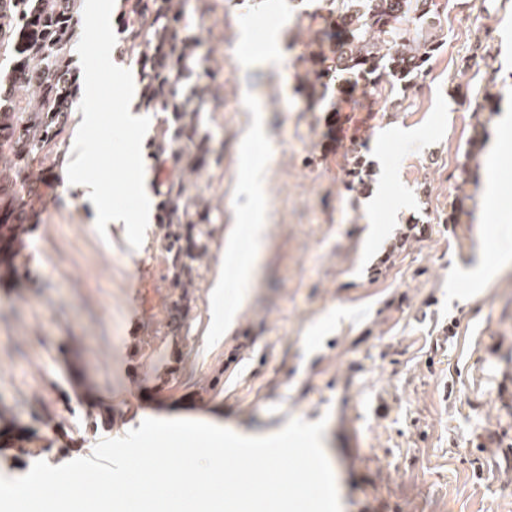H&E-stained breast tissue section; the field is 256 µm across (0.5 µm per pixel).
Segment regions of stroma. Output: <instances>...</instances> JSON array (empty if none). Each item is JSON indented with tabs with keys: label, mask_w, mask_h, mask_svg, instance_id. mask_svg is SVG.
Returning a JSON list of instances; mask_svg holds the SVG:
<instances>
[{
	"label": "stroma",
	"mask_w": 512,
	"mask_h": 512,
	"mask_svg": "<svg viewBox=\"0 0 512 512\" xmlns=\"http://www.w3.org/2000/svg\"><path fill=\"white\" fill-rule=\"evenodd\" d=\"M326 0H188L196 69L212 84L202 124L212 162L197 179L209 212L202 252L173 287L156 222L97 224L68 183L43 187L0 279V477L57 466L147 418L244 435L325 420L341 512H512V150L483 194V150L512 109V0L451 8L443 46L402 106L355 91L309 105L302 12ZM120 32L78 26L72 53L116 63ZM276 49L278 63L243 69ZM475 61L463 67L462 57ZM494 96L478 109L476 93ZM103 130L82 134L114 209L159 203L158 117L126 138L124 88L80 89ZM335 115L326 127L313 112ZM264 160L267 234L240 214L250 155ZM368 185L350 191L354 156ZM146 168H128V160ZM496 212L494 238L476 236ZM256 253L249 287L224 262L228 237ZM491 272L474 275L479 261ZM222 291H215L216 277Z\"/></svg>",
	"instance_id": "stroma-1"
}]
</instances>
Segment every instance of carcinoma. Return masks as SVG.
Segmentation results:
<instances>
[{
    "instance_id": "carcinoma-1",
    "label": "carcinoma",
    "mask_w": 512,
    "mask_h": 512,
    "mask_svg": "<svg viewBox=\"0 0 512 512\" xmlns=\"http://www.w3.org/2000/svg\"><path fill=\"white\" fill-rule=\"evenodd\" d=\"M80 0H0V62L14 57L23 65L0 81V197L10 220L0 233L24 223L35 185L26 179L33 163L59 167L61 145L72 123L78 87L70 46ZM185 0H120L122 38L118 57L138 67L142 104L162 114L154 151L194 175L206 167L208 137L200 129L209 79L197 75L192 90L181 88L195 67L197 44L184 33L190 26ZM336 20V39L302 58L311 101L330 89L340 94L362 87L382 98L399 88L407 92L426 72L440 46L434 33L441 0H327ZM167 225L164 245L176 258L173 282L184 288V272L199 255L194 225L207 217L200 195L178 179L167 184L157 215Z\"/></svg>"
}]
</instances>
